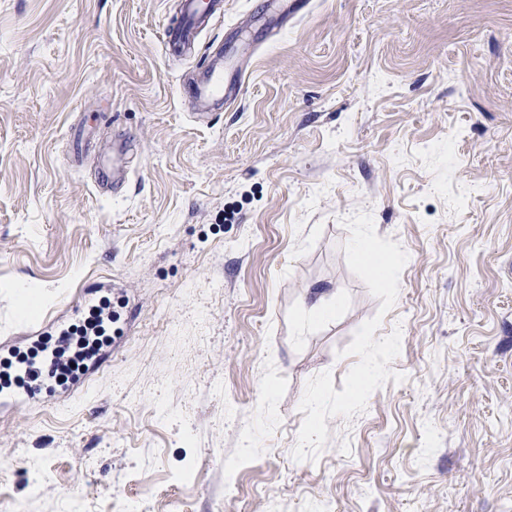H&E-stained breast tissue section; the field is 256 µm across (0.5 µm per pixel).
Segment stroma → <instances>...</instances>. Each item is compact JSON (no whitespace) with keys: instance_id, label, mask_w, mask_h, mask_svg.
I'll return each instance as SVG.
<instances>
[{"instance_id":"stroma-1","label":"stroma","mask_w":512,"mask_h":512,"mask_svg":"<svg viewBox=\"0 0 512 512\" xmlns=\"http://www.w3.org/2000/svg\"><path fill=\"white\" fill-rule=\"evenodd\" d=\"M179 16L0 0V343L92 290L119 313L84 384L0 399V512H512V0H224L188 58ZM219 49L242 93L202 116ZM358 212L408 255L377 331L404 380L298 461L307 381L342 391L380 306ZM127 142L120 139L114 148L112 164L103 163L98 172L97 184L101 191L109 188L111 185H120L126 182L127 166L123 165V155L125 153Z\"/></svg>"}]
</instances>
